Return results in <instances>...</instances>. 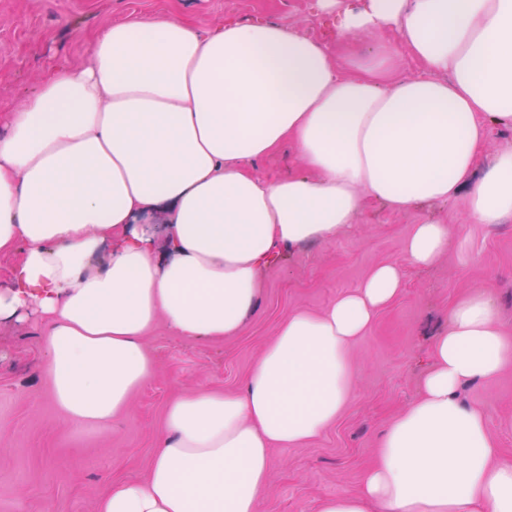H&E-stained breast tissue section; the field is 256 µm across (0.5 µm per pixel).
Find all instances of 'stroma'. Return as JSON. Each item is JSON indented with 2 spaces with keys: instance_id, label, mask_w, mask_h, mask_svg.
I'll return each instance as SVG.
<instances>
[{
  "instance_id": "stroma-1",
  "label": "stroma",
  "mask_w": 512,
  "mask_h": 512,
  "mask_svg": "<svg viewBox=\"0 0 512 512\" xmlns=\"http://www.w3.org/2000/svg\"><path fill=\"white\" fill-rule=\"evenodd\" d=\"M168 11L203 33L226 21L265 20L305 36L322 28L323 43L336 45V17L317 0H0V113L32 93L51 63H80L110 23ZM426 221L449 225L447 252L427 269L404 264L401 294L349 349V403L317 438L274 450L257 512H315L320 499L356 491L383 431L419 397L431 345L456 299L487 288L512 340V216L491 227L470 223L461 195L402 214L370 202L352 228L280 248L234 335L190 341L161 322L147 333L154 375L108 430L70 431L49 399L41 322H1L0 512H45L51 504L94 512L110 481L145 479L174 397L202 388L240 392L288 313H322L374 266L401 261L412 225ZM459 397L482 412L501 459L512 461V362L495 379L464 383Z\"/></svg>"
}]
</instances>
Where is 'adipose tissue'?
I'll list each match as a JSON object with an SVG mask.
<instances>
[{
    "mask_svg": "<svg viewBox=\"0 0 512 512\" xmlns=\"http://www.w3.org/2000/svg\"><path fill=\"white\" fill-rule=\"evenodd\" d=\"M335 12L336 40L272 22L207 34L175 13L108 25L77 66H49L0 133V255L19 253L0 320L35 313L44 379L74 428L108 427L153 373L157 323L188 340L235 334L277 245L347 230L365 199L396 212L466 193L474 224L512 214V144L481 178L485 120L512 123V0H365ZM397 31L422 70L395 79ZM299 171L255 164L284 142ZM162 213L157 229L138 226ZM413 225L402 262L374 267L322 314L296 310L240 393L174 398L144 481L115 480L95 512H255L275 448L318 437L350 398L347 351L403 288V264L448 249ZM104 266L93 261L104 247ZM512 359L486 288L448 308L420 396L383 432L356 492L317 512H512V462L458 387Z\"/></svg>",
    "mask_w": 512,
    "mask_h": 512,
    "instance_id": "adipose-tissue-1",
    "label": "adipose tissue"
}]
</instances>
